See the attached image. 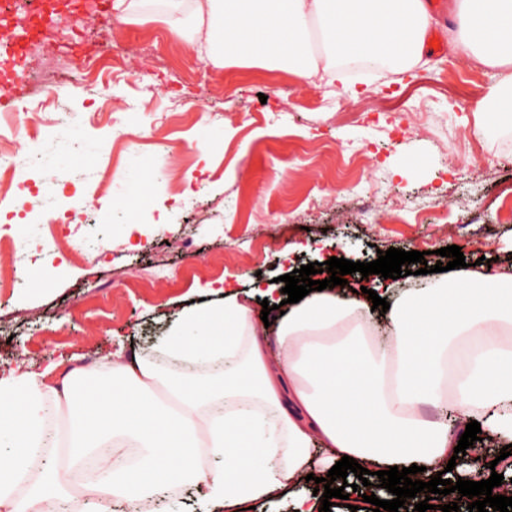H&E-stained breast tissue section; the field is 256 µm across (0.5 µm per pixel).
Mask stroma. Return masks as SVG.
<instances>
[{
  "label": "stroma",
  "mask_w": 512,
  "mask_h": 512,
  "mask_svg": "<svg viewBox=\"0 0 512 512\" xmlns=\"http://www.w3.org/2000/svg\"><path fill=\"white\" fill-rule=\"evenodd\" d=\"M65 7L31 80L0 99L12 155L0 234L15 276L0 289V374L60 381L104 358L156 360L182 310L311 262L459 246L512 265V134L477 133L497 71L447 44L410 74L358 70L333 86L272 63L217 67L159 20ZM135 211L118 206L140 180ZM31 200L20 203L18 189ZM54 218L57 228L46 220Z\"/></svg>",
  "instance_id": "1"
}]
</instances>
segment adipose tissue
I'll use <instances>...</instances> for the list:
<instances>
[{"label":"adipose tissue","instance_id":"adipose-tissue-1","mask_svg":"<svg viewBox=\"0 0 512 512\" xmlns=\"http://www.w3.org/2000/svg\"><path fill=\"white\" fill-rule=\"evenodd\" d=\"M174 31L217 66L286 62L302 78L344 81L365 63L408 73L424 63L434 23L425 0H156ZM452 50L501 72L482 98L481 129L512 130V0H455ZM368 296L313 291L288 309L268 338L253 320L251 295L186 309L163 345L174 362H225L223 372L166 380L133 358L75 370L49 384L41 376L0 377V512H49L69 499L88 458L101 475L81 512H140L142 503L193 487L202 512H242L246 503L287 495L297 479L327 476L343 456L370 471L422 465L430 481L448 462L472 480L461 437L421 405L449 407L457 421L512 437V270L451 275L404 294L388 310V343L365 320ZM163 386L167 401L151 394ZM223 413H216V404ZM66 409L63 464L35 473L54 453L51 413ZM141 453L121 462L127 445ZM323 447L316 455L315 447ZM221 457L204 466L202 456Z\"/></svg>","mask_w":512,"mask_h":512}]
</instances>
